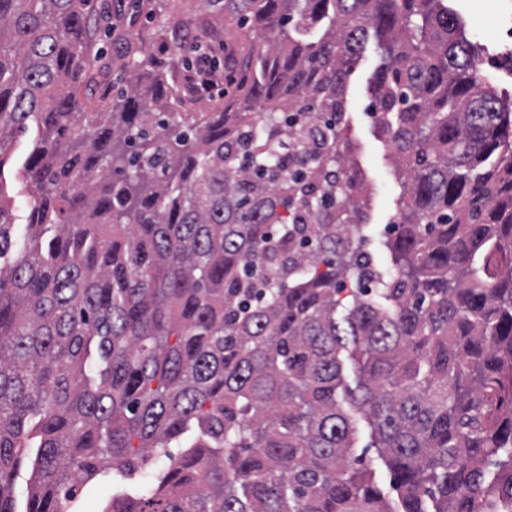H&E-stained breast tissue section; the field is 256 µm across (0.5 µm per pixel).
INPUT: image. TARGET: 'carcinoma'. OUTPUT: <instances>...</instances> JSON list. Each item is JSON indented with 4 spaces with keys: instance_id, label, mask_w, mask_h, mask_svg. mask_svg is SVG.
Masks as SVG:
<instances>
[{
    "instance_id": "cac0c4a2",
    "label": "carcinoma",
    "mask_w": 512,
    "mask_h": 512,
    "mask_svg": "<svg viewBox=\"0 0 512 512\" xmlns=\"http://www.w3.org/2000/svg\"><path fill=\"white\" fill-rule=\"evenodd\" d=\"M207 2L260 40L224 109L183 111L127 42L116 100L90 112L91 0H0V512H78L109 474L102 512L508 507L512 102L462 17L448 0ZM371 34L376 129L407 173L386 278L361 249L344 121ZM30 127L21 241L4 167ZM150 456L169 465L147 488ZM365 464L374 472L375 482L386 498L390 499L392 504L398 502L397 493L390 485V474L384 461L378 456L375 448H367L364 453Z\"/></svg>"
}]
</instances>
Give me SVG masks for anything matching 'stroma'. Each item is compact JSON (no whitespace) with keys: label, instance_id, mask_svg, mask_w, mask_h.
<instances>
[{"label":"stroma","instance_id":"obj_1","mask_svg":"<svg viewBox=\"0 0 512 512\" xmlns=\"http://www.w3.org/2000/svg\"><path fill=\"white\" fill-rule=\"evenodd\" d=\"M107 8L121 34H139L147 55L162 61L177 78H185L197 65V48L209 58L223 61L226 51L248 44L249 38L234 21L222 20L209 29L212 10L205 0H150L151 12H135L131 0H95ZM495 7L485 20H478L475 0H451V6L465 20L469 39L491 52L512 49V0H494ZM185 51H174L176 43ZM381 62L376 42H368L357 60L348 82L346 118L354 157L370 191L369 221L362 229L363 247L383 274L394 266L386 241L398 221V199L404 174L398 170L391 147L374 129L370 115L372 98L369 80ZM33 147L32 134L15 138L5 168L16 224H26L31 209L30 196L18 178Z\"/></svg>","mask_w":512,"mask_h":512}]
</instances>
